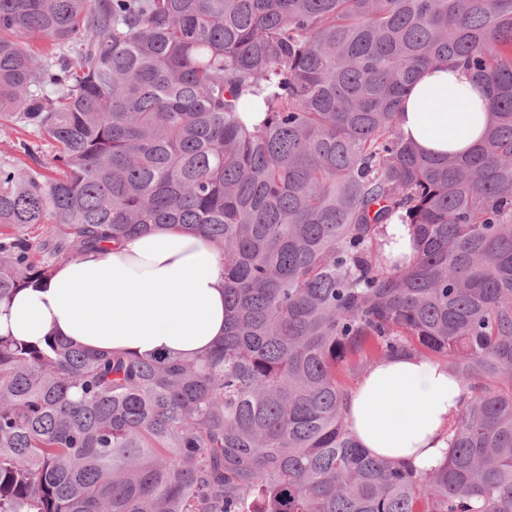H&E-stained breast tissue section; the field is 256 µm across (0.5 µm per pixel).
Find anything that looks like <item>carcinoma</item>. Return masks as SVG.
Returning <instances> with one entry per match:
<instances>
[{
  "label": "carcinoma",
  "instance_id": "obj_1",
  "mask_svg": "<svg viewBox=\"0 0 512 512\" xmlns=\"http://www.w3.org/2000/svg\"><path fill=\"white\" fill-rule=\"evenodd\" d=\"M448 60L492 102L466 156L398 124ZM2 123L55 175L0 164V300L109 240L202 233L224 337L179 361L0 335V512H512V0H0ZM395 214L409 261L379 241ZM398 353L470 390L424 474L344 422L339 374Z\"/></svg>",
  "mask_w": 512,
  "mask_h": 512
}]
</instances>
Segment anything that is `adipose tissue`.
I'll return each instance as SVG.
<instances>
[{
  "instance_id": "adipose-tissue-1",
  "label": "adipose tissue",
  "mask_w": 512,
  "mask_h": 512,
  "mask_svg": "<svg viewBox=\"0 0 512 512\" xmlns=\"http://www.w3.org/2000/svg\"><path fill=\"white\" fill-rule=\"evenodd\" d=\"M490 112L487 87L447 62L421 70L399 123L421 151L462 155L481 141ZM0 335H52L90 350L193 359L224 335L218 248L199 234L163 230L85 251L1 301ZM467 393L446 363L397 354L348 391L345 423L372 456L427 472L452 455Z\"/></svg>"
}]
</instances>
